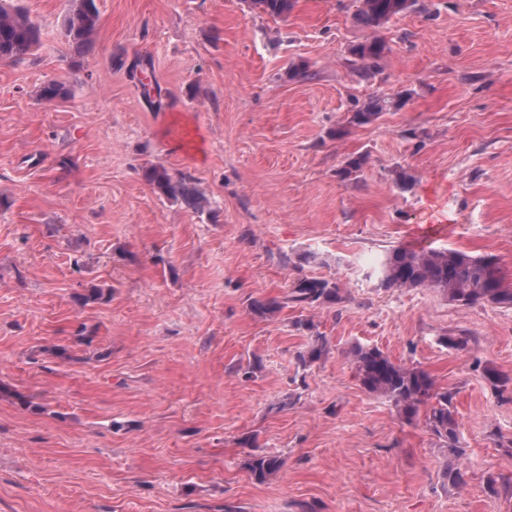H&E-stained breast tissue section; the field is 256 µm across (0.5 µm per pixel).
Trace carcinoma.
I'll return each mask as SVG.
<instances>
[{"instance_id":"1","label":"carcinoma","mask_w":512,"mask_h":512,"mask_svg":"<svg viewBox=\"0 0 512 512\" xmlns=\"http://www.w3.org/2000/svg\"><path fill=\"white\" fill-rule=\"evenodd\" d=\"M70 9L64 20V35L69 46L78 54L88 52L100 23L96 0H69ZM357 22L374 35L353 45L350 54L353 66L362 78L373 76L380 68L388 46L376 35L393 18L419 7V0H355ZM263 12L274 17H286L296 0H252ZM40 43L39 24L32 19L20 0H0V61L21 62L30 56ZM141 64L139 84L146 101L161 108V99L153 92L157 86L149 81L147 66ZM69 91L56 79L42 84L38 97L47 103L64 99ZM390 102L374 97L357 107L352 122L366 125L374 122L387 110ZM145 179L155 193L181 201L196 211H204L207 198L198 191L190 177H173L162 165H151L144 171ZM383 288H429L443 294L448 301L460 306L478 303L512 307V283L505 281L497 262L491 256H474L457 249H416L393 246L386 250L374 267ZM344 288L334 278L305 277L299 279L288 300L301 307H333L342 302ZM283 308L277 298L254 299L249 311L256 317L275 316ZM326 352V339L318 336L299 361L312 364ZM351 363L360 386L367 392L388 398L407 420L425 412L426 424L433 436L448 450L454 460L463 457L459 424L455 416L453 395L437 387L434 378L417 366H406L391 360L377 347L356 345L351 349ZM283 461L274 455L251 454L245 467L261 483L278 472Z\"/></svg>"}]
</instances>
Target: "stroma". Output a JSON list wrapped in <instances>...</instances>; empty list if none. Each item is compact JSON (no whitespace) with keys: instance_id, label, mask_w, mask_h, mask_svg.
Listing matches in <instances>:
<instances>
[{"instance_id":"obj_1","label":"stroma","mask_w":512,"mask_h":512,"mask_svg":"<svg viewBox=\"0 0 512 512\" xmlns=\"http://www.w3.org/2000/svg\"><path fill=\"white\" fill-rule=\"evenodd\" d=\"M23 4L39 47L0 62V512H512V486L487 487L512 475V308L372 272L391 247H445L512 279V0H422L383 29L368 81L353 0L285 19L251 0H97L79 58L68 0ZM144 54L158 109L125 68ZM301 63L310 78L289 79ZM50 78L66 100H37ZM376 96L391 107L352 123ZM156 164L208 208L159 197ZM305 276L336 278L345 302H287ZM267 297L287 305L252 315ZM462 330L466 349L444 345ZM318 335L326 357L301 366ZM357 344L453 394L461 485L424 416L361 388ZM254 448L283 461L262 483Z\"/></svg>"}]
</instances>
